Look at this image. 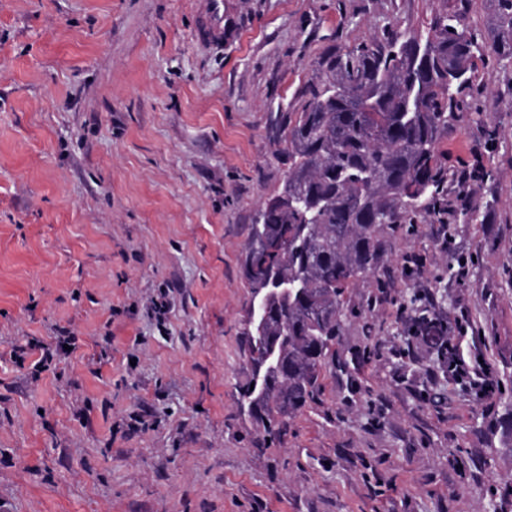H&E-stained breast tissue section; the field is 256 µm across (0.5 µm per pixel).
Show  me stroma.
<instances>
[{
	"label": "stroma",
	"mask_w": 512,
	"mask_h": 512,
	"mask_svg": "<svg viewBox=\"0 0 512 512\" xmlns=\"http://www.w3.org/2000/svg\"><path fill=\"white\" fill-rule=\"evenodd\" d=\"M198 3L0 0V512H512L511 61L477 56L478 108L441 135L449 248L431 217L384 230L318 399L275 440L237 406L244 226L288 174L271 116L323 50L447 11L484 32L491 0H227L219 47ZM413 303L493 395L414 338ZM57 325L79 347L30 380L10 352ZM235 22L224 12V0H207L201 12L196 40L199 44H211L224 41L235 31Z\"/></svg>",
	"instance_id": "35a3bbf8"
}]
</instances>
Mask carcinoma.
<instances>
[{"mask_svg": "<svg viewBox=\"0 0 512 512\" xmlns=\"http://www.w3.org/2000/svg\"><path fill=\"white\" fill-rule=\"evenodd\" d=\"M494 7L496 27L483 36L445 13L423 38L388 25L369 43L325 50L298 107L272 124L273 140L288 145V175L245 228L242 272L263 315L252 325L246 309L239 336L251 364L239 410L265 436L285 434L319 395L343 296L377 271L382 231L437 214L448 179L440 135L473 92V59L512 60V0ZM409 321L416 338L444 329L414 310Z\"/></svg>", "mask_w": 512, "mask_h": 512, "instance_id": "obj_1", "label": "carcinoma"}]
</instances>
